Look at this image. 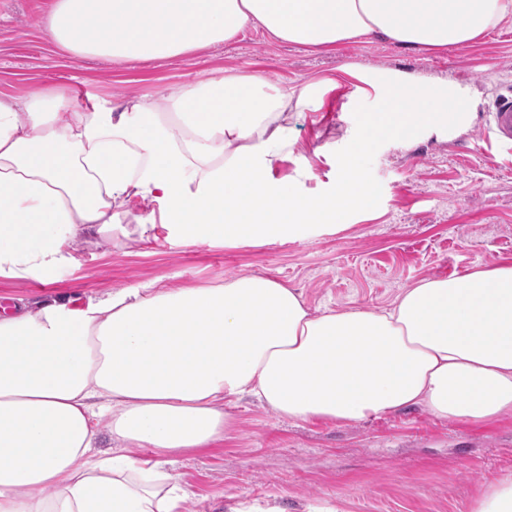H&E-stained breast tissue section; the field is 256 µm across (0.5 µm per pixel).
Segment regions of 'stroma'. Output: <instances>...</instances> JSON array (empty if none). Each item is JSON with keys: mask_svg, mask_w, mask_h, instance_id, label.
Returning a JSON list of instances; mask_svg holds the SVG:
<instances>
[{"mask_svg": "<svg viewBox=\"0 0 512 512\" xmlns=\"http://www.w3.org/2000/svg\"><path fill=\"white\" fill-rule=\"evenodd\" d=\"M54 0H0V92L26 99L60 84L78 97L160 99L232 73H262L270 88L304 95L289 113L294 147L274 179L312 196L329 194L347 142L392 91L389 73L429 95L447 89L464 120L383 137L361 159L382 213L337 233L263 246H185L123 238L83 245L52 280L0 277L1 296L86 301L150 283L201 287L251 274L288 283L316 313L386 308L422 280L512 265V148L480 129L481 114L512 90V16L484 38L420 53L367 37L316 51L252 29L184 59L117 66L76 59L53 44L43 20ZM234 427L219 448L180 459L173 474L188 492L186 512H231L240 502L280 512H470L490 482L512 475V413L486 424L439 420L425 410L357 424L293 423L249 400L233 406Z\"/></svg>", "mask_w": 512, "mask_h": 512, "instance_id": "35a3bbf8", "label": "stroma"}]
</instances>
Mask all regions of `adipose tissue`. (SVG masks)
<instances>
[{
	"instance_id": "obj_1",
	"label": "adipose tissue",
	"mask_w": 512,
	"mask_h": 512,
	"mask_svg": "<svg viewBox=\"0 0 512 512\" xmlns=\"http://www.w3.org/2000/svg\"><path fill=\"white\" fill-rule=\"evenodd\" d=\"M512 0H54L45 24L73 57L123 65L190 55L250 26L317 49L375 36L417 52L482 39ZM262 75L77 102L68 87L0 93V276L50 280L82 244L121 236L261 246L374 215L358 162L377 139L453 124L407 78L345 147L333 193L274 180L289 106ZM155 201L158 214L132 204ZM251 396L299 422L357 423L420 407L486 423L512 412V266L429 279L391 307L313 314L263 275L150 284L0 308V512H182L170 467L224 442ZM113 450L98 451L101 438ZM144 448V457L129 449Z\"/></svg>"
}]
</instances>
